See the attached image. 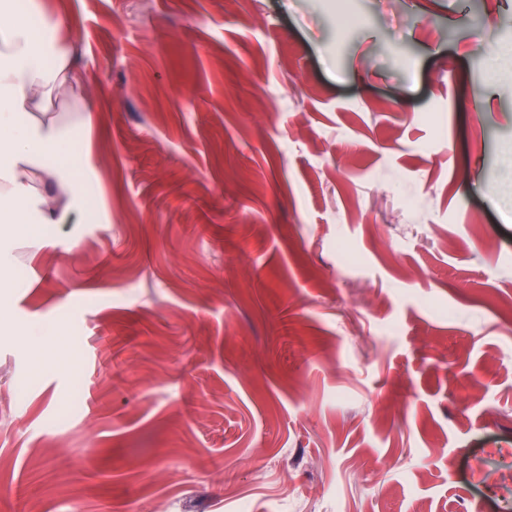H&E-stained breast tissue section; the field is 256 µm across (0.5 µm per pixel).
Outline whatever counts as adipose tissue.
Here are the masks:
<instances>
[{
  "mask_svg": "<svg viewBox=\"0 0 512 512\" xmlns=\"http://www.w3.org/2000/svg\"><path fill=\"white\" fill-rule=\"evenodd\" d=\"M36 0L19 13L0 0V223L62 224L84 213L86 197L67 173L72 129L99 114L74 69L75 44L62 16L31 23Z\"/></svg>",
  "mask_w": 512,
  "mask_h": 512,
  "instance_id": "obj_1",
  "label": "adipose tissue"
}]
</instances>
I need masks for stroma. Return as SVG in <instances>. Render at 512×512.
Returning <instances> with one entry per match:
<instances>
[{
  "mask_svg": "<svg viewBox=\"0 0 512 512\" xmlns=\"http://www.w3.org/2000/svg\"><path fill=\"white\" fill-rule=\"evenodd\" d=\"M94 217L0 240V512H512V0H41Z\"/></svg>",
  "mask_w": 512,
  "mask_h": 512,
  "instance_id": "obj_1",
  "label": "stroma"
}]
</instances>
